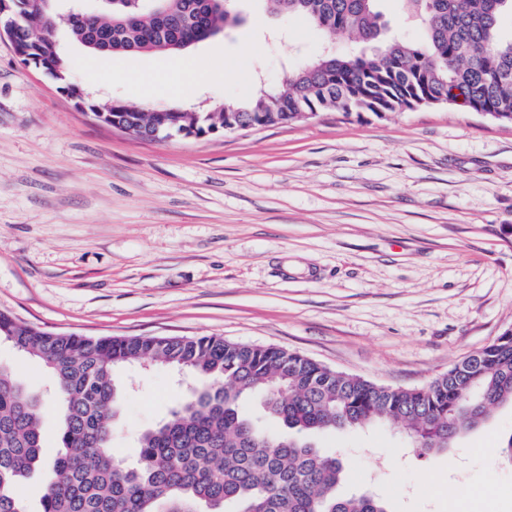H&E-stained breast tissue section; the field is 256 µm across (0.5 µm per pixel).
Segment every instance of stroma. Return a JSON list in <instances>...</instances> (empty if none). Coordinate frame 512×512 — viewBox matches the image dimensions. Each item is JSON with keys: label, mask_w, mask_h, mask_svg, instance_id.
Returning <instances> with one entry per match:
<instances>
[{"label": "stroma", "mask_w": 512, "mask_h": 512, "mask_svg": "<svg viewBox=\"0 0 512 512\" xmlns=\"http://www.w3.org/2000/svg\"><path fill=\"white\" fill-rule=\"evenodd\" d=\"M242 17L188 58L209 72L180 97L245 101L281 88L299 58L347 37L235 0ZM74 81L102 99L145 101L120 81L165 73V53L91 55L58 28ZM56 333L197 336L297 352L393 387L429 383L512 327V125L456 106L383 116L323 112L290 125L141 141L77 109L0 38V309ZM0 364L28 390L54 379L0 340ZM112 451L185 394L163 365L120 374ZM512 434L496 408L448 450L419 455L389 426L317 436L390 512H512Z\"/></svg>", "instance_id": "stroma-1"}]
</instances>
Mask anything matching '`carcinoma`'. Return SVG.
<instances>
[{
  "label": "carcinoma",
  "instance_id": "cac0c4a2",
  "mask_svg": "<svg viewBox=\"0 0 512 512\" xmlns=\"http://www.w3.org/2000/svg\"><path fill=\"white\" fill-rule=\"evenodd\" d=\"M233 0H105L106 17L89 12L68 26L90 52L187 50L238 25ZM272 14L303 19L352 46L299 64L276 93L213 108L162 110L95 100L71 82L55 32V0H8L17 54L41 69L75 106L132 136L205 137L239 124L295 123L310 113L381 116L453 105L512 122V38L500 31L503 0H401L423 31L415 44L384 25L377 0H263ZM40 359L53 374L61 449L42 450L45 401L0 365V512H26L21 479L47 469L39 512H390L385 499L337 493L344 464L308 439L370 424L394 426L422 453L448 449L512 405V333L416 389L384 386L331 370L299 353L220 336L88 337L54 333L0 309V339ZM159 362L182 371L190 388L169 419L141 432L134 464L117 459L112 431L121 413L119 370ZM261 397L270 431L240 400Z\"/></svg>",
  "mask_w": 512,
  "mask_h": 512
}]
</instances>
